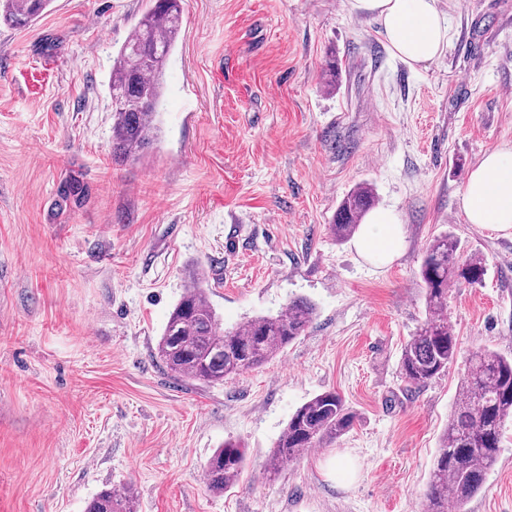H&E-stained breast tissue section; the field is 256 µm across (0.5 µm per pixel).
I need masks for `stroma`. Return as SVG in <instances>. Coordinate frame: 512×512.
I'll return each instance as SVG.
<instances>
[{"label": "stroma", "instance_id": "1", "mask_svg": "<svg viewBox=\"0 0 512 512\" xmlns=\"http://www.w3.org/2000/svg\"><path fill=\"white\" fill-rule=\"evenodd\" d=\"M153 5L53 0L0 24V512H84L122 484L137 512H423L468 358L512 355V234L460 201L473 165L512 147V0H437L448 44L416 66L349 0H183L162 136L118 163L112 62ZM362 184L400 216L391 265L330 230ZM447 231L487 272L450 284L457 360L414 389L399 359ZM196 270L223 327L298 297L316 315L259 368L179 379L156 347ZM328 389L353 429L269 475L290 415ZM228 440L247 464L216 496L203 469ZM467 510L512 512V424Z\"/></svg>", "mask_w": 512, "mask_h": 512}]
</instances>
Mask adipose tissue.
<instances>
[{
	"mask_svg": "<svg viewBox=\"0 0 512 512\" xmlns=\"http://www.w3.org/2000/svg\"><path fill=\"white\" fill-rule=\"evenodd\" d=\"M351 6L375 15L393 54L408 64L435 61L448 42L437 0H351ZM461 205L470 223L512 232V148L484 154L468 174ZM401 243L397 213L381 209L369 214L354 249L366 261L385 266L399 256Z\"/></svg>",
	"mask_w": 512,
	"mask_h": 512,
	"instance_id": "1",
	"label": "adipose tissue"
}]
</instances>
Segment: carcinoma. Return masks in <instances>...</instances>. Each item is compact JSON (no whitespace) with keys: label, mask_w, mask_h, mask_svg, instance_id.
<instances>
[{"label":"carcinoma","mask_w":512,"mask_h":512,"mask_svg":"<svg viewBox=\"0 0 512 512\" xmlns=\"http://www.w3.org/2000/svg\"><path fill=\"white\" fill-rule=\"evenodd\" d=\"M51 0H0V20L26 26L50 6ZM181 0H155L133 26L112 65V159L136 156L158 136L157 115L166 62L180 30ZM375 205L368 186L353 190L336 209L332 231L338 240L352 236ZM486 264L466 254L450 231L427 246L419 276L425 289L428 316L404 345L400 374L409 387H421L444 374L457 357V341L444 307L448 286L484 280ZM315 305L294 298L275 316L246 320L231 329L221 326L200 279L191 281L169 313L157 356L175 376L200 383H219L261 366L301 336L315 315ZM357 413L335 391L305 402L288 419L273 453L274 459H295L316 446L330 444L353 429ZM512 421V357L479 350L468 359L457 389L454 409L437 448L425 494L424 512H467L466 505L484 487L502 448L505 425ZM245 449L226 441L204 466L207 488L222 494L240 479ZM86 512H136L124 487L96 494Z\"/></svg>","instance_id":"carcinoma-1"}]
</instances>
